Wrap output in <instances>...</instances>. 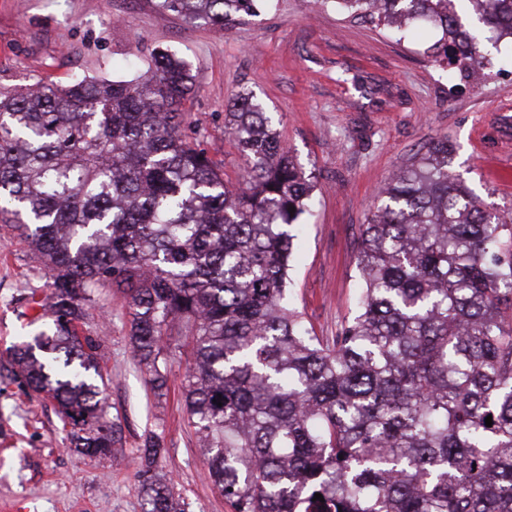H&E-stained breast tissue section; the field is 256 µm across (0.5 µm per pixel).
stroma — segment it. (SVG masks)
Segmentation results:
<instances>
[{
	"label": "stroma",
	"mask_w": 512,
	"mask_h": 512,
	"mask_svg": "<svg viewBox=\"0 0 512 512\" xmlns=\"http://www.w3.org/2000/svg\"><path fill=\"white\" fill-rule=\"evenodd\" d=\"M440 37L420 27L399 39L321 0H268L226 29L186 22L153 0H0V88L135 81L153 51H168L194 77L188 135L240 190L250 173L224 115L236 94L252 93L314 177L289 276L295 307L326 339L356 313L355 256L377 191L433 141L447 139L450 172L489 211L512 215V183L501 179L512 168V41L491 52L504 68L486 67L475 85L427 54ZM33 293L50 294L43 267L0 228V512H143L138 450L153 433L166 449L159 469L188 512H231L184 406L182 337L169 339L168 390L157 396L133 351L126 294L94 290L81 329L101 344L102 395L122 444L114 458L82 457L54 402L28 388L10 357L21 337L52 329L34 319Z\"/></svg>",
	"instance_id": "35a3bbf8"
}]
</instances>
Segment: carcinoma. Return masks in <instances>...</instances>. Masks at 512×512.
Masks as SVG:
<instances>
[{
	"label": "carcinoma",
	"mask_w": 512,
	"mask_h": 512,
	"mask_svg": "<svg viewBox=\"0 0 512 512\" xmlns=\"http://www.w3.org/2000/svg\"><path fill=\"white\" fill-rule=\"evenodd\" d=\"M252 5L156 2L224 27ZM336 8L384 29L435 26L429 56L465 68L492 64L479 31L512 39V0ZM192 86L159 50L136 82L0 91V222L53 288V333L12 360L57 402L71 446L107 458L120 440L99 345L75 330L110 283L128 292L129 336L155 390L168 388L164 337L187 338L185 405L232 512H512V221L449 173L448 140L432 143L379 190L360 231L357 315L324 342L287 302L311 177L242 92L224 123L251 182L231 188L184 132ZM163 454L152 436L140 449L145 512H186L156 478Z\"/></svg>",
	"instance_id": "cac0c4a2"
}]
</instances>
